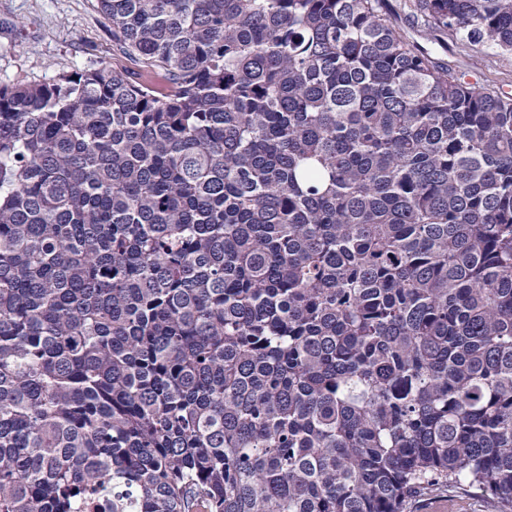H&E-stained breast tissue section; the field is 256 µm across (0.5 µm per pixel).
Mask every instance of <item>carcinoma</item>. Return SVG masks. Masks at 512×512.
<instances>
[{"label":"carcinoma","mask_w":512,"mask_h":512,"mask_svg":"<svg viewBox=\"0 0 512 512\" xmlns=\"http://www.w3.org/2000/svg\"><path fill=\"white\" fill-rule=\"evenodd\" d=\"M97 8L139 80L0 85V512H512V96L384 0ZM453 494L452 500L446 497L438 500L422 497L410 505V510L414 512H492L486 500L472 488L460 486ZM444 504L448 505L446 511L437 509Z\"/></svg>","instance_id":"carcinoma-1"}]
</instances>
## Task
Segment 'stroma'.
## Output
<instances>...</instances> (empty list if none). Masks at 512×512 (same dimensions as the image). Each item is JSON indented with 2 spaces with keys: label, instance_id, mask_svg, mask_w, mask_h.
<instances>
[{
  "label": "stroma",
  "instance_id": "1",
  "mask_svg": "<svg viewBox=\"0 0 512 512\" xmlns=\"http://www.w3.org/2000/svg\"><path fill=\"white\" fill-rule=\"evenodd\" d=\"M386 8L400 34L427 48L437 65L512 94V57L480 48L461 51L447 35L428 40L413 23L406 0H386ZM102 61L126 65L112 49L96 0H0V84L42 82Z\"/></svg>",
  "mask_w": 512,
  "mask_h": 512
}]
</instances>
